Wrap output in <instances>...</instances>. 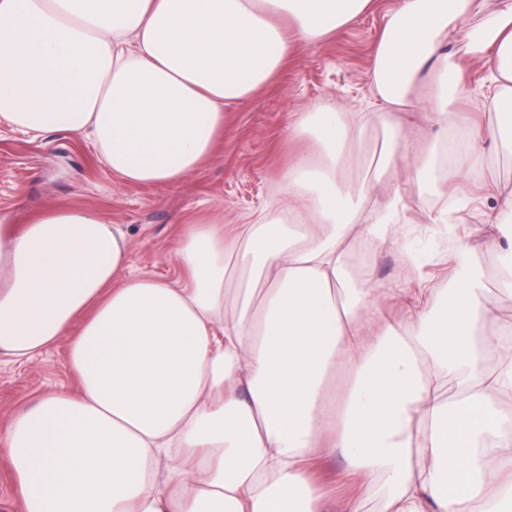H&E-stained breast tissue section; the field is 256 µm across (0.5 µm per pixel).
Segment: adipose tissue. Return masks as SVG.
<instances>
[{"mask_svg":"<svg viewBox=\"0 0 512 512\" xmlns=\"http://www.w3.org/2000/svg\"><path fill=\"white\" fill-rule=\"evenodd\" d=\"M371 3L0 0V120L91 141L126 183L171 184L209 161L231 104ZM486 7L401 0L368 71L375 111L289 114L313 149L254 222L184 234L185 280L131 273L125 229L89 209L0 225V359L61 344L75 382L1 438L20 512H361L311 480L335 454L381 482L382 512H512V315L473 269L441 303L419 289L396 327L388 289L348 269L352 240L386 244L401 194L435 182L439 144L461 146L452 175L482 170L486 145L512 155V0ZM465 56L489 63L480 134L448 121ZM420 103L430 126L402 121ZM370 129L376 173L354 188ZM488 190L512 294V190Z\"/></svg>","mask_w":512,"mask_h":512,"instance_id":"adipose-tissue-1","label":"adipose tissue"}]
</instances>
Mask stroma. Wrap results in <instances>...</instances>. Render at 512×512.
<instances>
[{"mask_svg":"<svg viewBox=\"0 0 512 512\" xmlns=\"http://www.w3.org/2000/svg\"><path fill=\"white\" fill-rule=\"evenodd\" d=\"M399 0H373L371 9L326 41L298 52L271 86L225 114L224 138L210 161L173 185L133 186L123 183L101 163L94 146L63 132L33 133L0 122V225L25 224L52 206H73L98 212L109 224L126 225L133 272L159 279H181L177 249L184 231L213 212L224 215L225 225L256 219L271 199L275 183L282 181L293 154L309 150L310 141L293 139L288 115L317 107L359 112L370 97L366 76L382 34L383 17ZM487 69L469 63L463 74L468 95L459 100L454 121L474 129L487 127L490 114L481 93ZM495 181L512 186V157L487 146L482 171L456 177L444 188L463 210L466 229L479 227L466 205L479 198V208L491 210L494 199L484 197L482 185ZM436 194L428 188L404 193L399 204L401 228L414 229L402 246H381L372 252L357 281L410 291L418 282L409 277L407 257L434 264V240L443 231L433 223ZM479 269L500 313L512 315V296L499 293V254L478 242L470 261L459 252L428 282L445 292L465 275ZM64 347L22 363L0 365V436L13 415L37 398L72 386ZM317 482L343 493L357 490L362 512H379V490L356 487L344 473L341 458H330L314 472Z\"/></svg>","mask_w":512,"mask_h":512,"instance_id":"35a3bbf8","label":"stroma"}]
</instances>
